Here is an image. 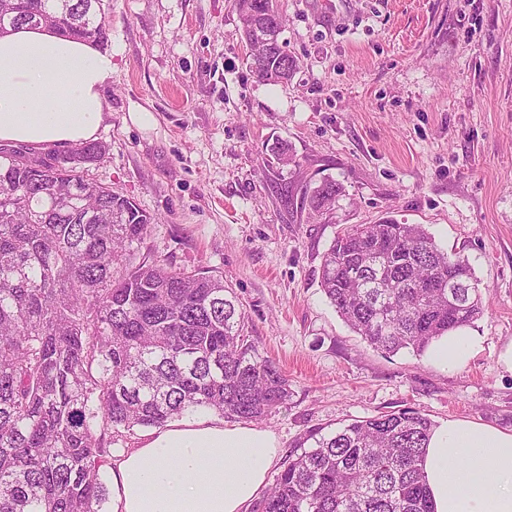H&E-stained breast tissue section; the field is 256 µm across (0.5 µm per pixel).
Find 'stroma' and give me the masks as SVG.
<instances>
[{"label": "stroma", "mask_w": 512, "mask_h": 512, "mask_svg": "<svg viewBox=\"0 0 512 512\" xmlns=\"http://www.w3.org/2000/svg\"><path fill=\"white\" fill-rule=\"evenodd\" d=\"M279 4L297 68L273 83L250 69L234 0H102L107 151L84 176L158 217L141 255L221 277L286 376L259 422L280 448L269 478L306 431L389 410L512 430V0ZM326 178L343 191L322 220L291 209ZM385 217L469 260L485 310L466 369L372 348L324 295L333 238Z\"/></svg>", "instance_id": "35a3bbf8"}]
</instances>
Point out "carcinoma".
<instances>
[{
    "mask_svg": "<svg viewBox=\"0 0 512 512\" xmlns=\"http://www.w3.org/2000/svg\"><path fill=\"white\" fill-rule=\"evenodd\" d=\"M101 0H0V35L40 27L107 40ZM276 0H235L257 22ZM73 166L0 146V512H108L112 439L200 409L260 420L289 397L259 357L224 281L201 270L136 261L156 218L84 165L101 142L74 147ZM341 184L305 191L300 210L335 207ZM460 285L448 296V283ZM321 288L375 349L421 355L484 312L468 261L420 224L383 218L334 237ZM433 422L381 412L295 443L253 512H433L422 468Z\"/></svg>",
    "mask_w": 512,
    "mask_h": 512,
    "instance_id": "1",
    "label": "carcinoma"
}]
</instances>
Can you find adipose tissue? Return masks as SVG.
<instances>
[{
  "label": "adipose tissue",
  "mask_w": 512,
  "mask_h": 512,
  "mask_svg": "<svg viewBox=\"0 0 512 512\" xmlns=\"http://www.w3.org/2000/svg\"><path fill=\"white\" fill-rule=\"evenodd\" d=\"M112 55L47 28L0 37V143L94 140L107 117ZM480 337L458 329L431 360L464 369ZM278 455L273 432L196 414L143 434L112 459V512H247ZM423 470L434 512H512V431L451 419L429 438Z\"/></svg>",
  "instance_id": "ef3b65f1"
}]
</instances>
